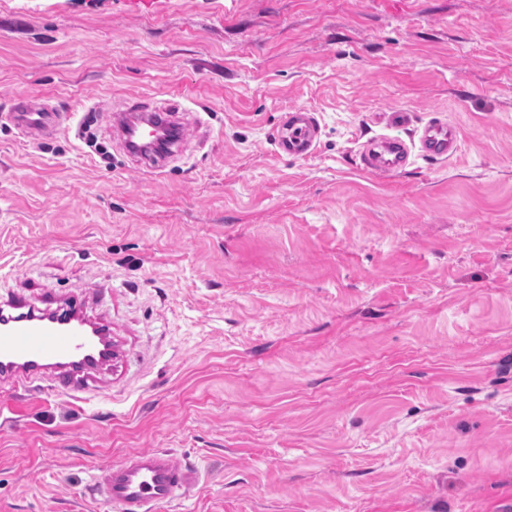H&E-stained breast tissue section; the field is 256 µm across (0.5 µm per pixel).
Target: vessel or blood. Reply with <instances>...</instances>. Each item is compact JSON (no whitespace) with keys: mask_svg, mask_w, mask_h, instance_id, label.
Masks as SVG:
<instances>
[{"mask_svg":"<svg viewBox=\"0 0 512 512\" xmlns=\"http://www.w3.org/2000/svg\"><path fill=\"white\" fill-rule=\"evenodd\" d=\"M180 106L172 101L142 108L141 113L174 127L178 139H185L187 127L175 125ZM8 117L22 134L32 138L49 137L74 118L45 101L16 97ZM320 124L314 113L291 108L284 113L275 144L279 155L305 157L319 141ZM459 146L456 128L434 119L414 131L411 139L381 135L361 144V165L367 172L389 176L403 171L412 151L421 157L447 160ZM80 298L61 300L46 297L42 307L17 298L0 304V382L31 390L34 383L46 382L56 395L82 401L95 391L94 374L101 364L94 359L96 337L76 325L84 316ZM194 485L189 469L165 449L138 450L116 464L100 467L94 475L93 491L119 512H153L169 504Z\"/></svg>","mask_w":512,"mask_h":512,"instance_id":"vessel-or-blood-1","label":"vessel or blood"}]
</instances>
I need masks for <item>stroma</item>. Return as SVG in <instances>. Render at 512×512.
Listing matches in <instances>:
<instances>
[{"label":"stroma","instance_id":"obj_1","mask_svg":"<svg viewBox=\"0 0 512 512\" xmlns=\"http://www.w3.org/2000/svg\"><path fill=\"white\" fill-rule=\"evenodd\" d=\"M177 94L148 170L112 111ZM19 95L96 107L111 167ZM394 112L458 152L363 172ZM45 293L120 354L0 425V512H117L95 470L147 448L199 478L156 512H512V0H0V298ZM75 113L63 112L50 105L17 96L11 105L8 117L12 125L22 134L32 138L49 137L66 127ZM320 124L314 113L304 108H289L282 116L275 144L284 157H306L319 141Z\"/></svg>","mask_w":512,"mask_h":512}]
</instances>
